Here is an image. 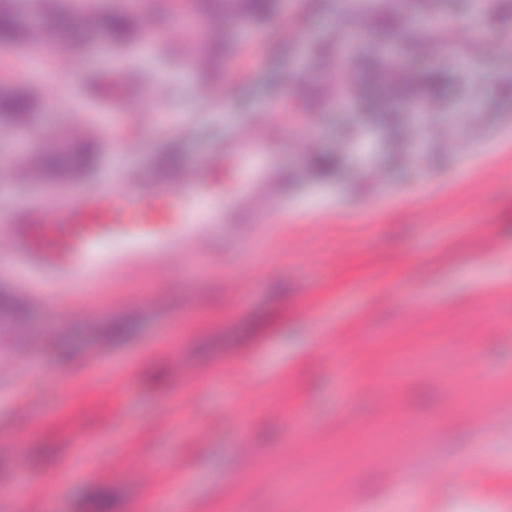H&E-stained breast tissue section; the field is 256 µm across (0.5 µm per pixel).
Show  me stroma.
Wrapping results in <instances>:
<instances>
[{
    "label": "stroma",
    "instance_id": "obj_1",
    "mask_svg": "<svg viewBox=\"0 0 512 512\" xmlns=\"http://www.w3.org/2000/svg\"><path fill=\"white\" fill-rule=\"evenodd\" d=\"M137 5L158 28L152 50L85 34L52 67L22 51L0 68L43 105L28 136L0 127V219L78 202L124 169L187 168L257 130L281 158L288 207L246 241L92 288H22L0 260V294L22 306L0 321V487L32 476L25 512H99L104 499L168 512L169 493L188 512H512V292L488 284L512 266V0L479 14L415 0L357 19L366 56L426 27L408 60L423 75L449 44L466 50L413 153L385 112L369 113L367 148L346 147L356 118L329 98L322 65L343 0H309L301 16L272 0L252 24L214 14L196 32L157 21L155 0ZM214 37L223 56L192 65ZM245 46L260 66L240 86ZM111 55V100L83 102L82 78ZM219 82L227 101L207 94ZM104 130L114 137L84 178L31 182L28 152ZM452 463L470 470L468 499Z\"/></svg>",
    "mask_w": 512,
    "mask_h": 512
}]
</instances>
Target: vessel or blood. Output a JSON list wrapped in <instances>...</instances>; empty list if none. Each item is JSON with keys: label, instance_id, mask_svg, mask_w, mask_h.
Segmentation results:
<instances>
[{"label": "vessel or blood", "instance_id": "1", "mask_svg": "<svg viewBox=\"0 0 512 512\" xmlns=\"http://www.w3.org/2000/svg\"><path fill=\"white\" fill-rule=\"evenodd\" d=\"M215 159L238 175L235 193L216 210L202 214L195 208L196 200L210 193L205 166L184 172L175 182L130 176L124 189L103 185L83 192L79 206L33 209V223L12 227V259L50 283L124 272L213 243L218 226L250 229L270 205L285 201L279 158L266 136L231 137Z\"/></svg>", "mask_w": 512, "mask_h": 512}]
</instances>
